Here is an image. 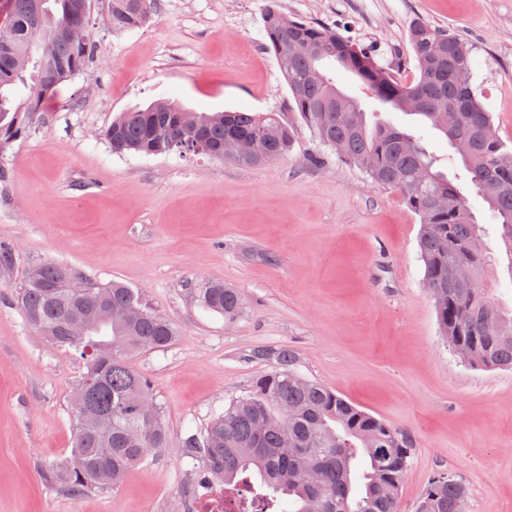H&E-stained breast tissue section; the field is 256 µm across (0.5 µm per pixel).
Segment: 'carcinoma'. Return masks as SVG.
<instances>
[{
    "mask_svg": "<svg viewBox=\"0 0 512 512\" xmlns=\"http://www.w3.org/2000/svg\"><path fill=\"white\" fill-rule=\"evenodd\" d=\"M11 2V15L0 28V150L26 132L57 91L50 87L54 75L61 76V85L97 54L89 33V0H42L36 28L33 0ZM110 3L109 27L115 32L153 20L154 0ZM262 19L297 121L322 146L339 142V158L360 167L375 186L400 191L419 217L420 258L426 281L443 293L436 310L449 345L467 346L473 366L512 368V309H503L482 288L460 295L448 287V266L463 279L480 278L491 262L482 244L484 225L476 222L467 195L437 169V160L422 144L423 134L369 125L358 99L323 69L326 61L338 64L375 101L423 117L448 139L466 135L472 154L459 158L469 187L488 204L503 248L512 256V165L498 164L512 148L498 135L475 89L456 79L457 70H473V45L454 33L412 24L418 76L403 82L325 25L286 20L271 4ZM183 109L165 98L123 112L101 130V139L118 154L204 155L242 166L283 157L292 148L293 126L276 114L227 111L196 113L203 145L190 150L167 137L180 130ZM195 295L202 309L227 320L242 308L239 292L220 281L200 285ZM17 303L41 335L74 350L86 367L80 380L86 399L72 403L70 456L45 468L43 477L74 498L102 486L118 487L151 451L168 447L160 404L148 420L138 410L139 402L153 399V390L129 358L170 346L174 327L148 307L140 291L118 282L99 284L57 263L35 267L18 288ZM100 305H134L142 316L132 322L100 321L85 336L69 334L70 320L90 318ZM295 360L292 350H279L271 371L214 415L201 436L186 439L188 454L202 464L201 482L224 485L258 512H397L411 456L407 438L328 386L299 379ZM309 460L321 471L318 484L303 476ZM466 509L464 485L439 473L429 481L417 512Z\"/></svg>",
    "mask_w": 512,
    "mask_h": 512,
    "instance_id": "1",
    "label": "carcinoma"
}]
</instances>
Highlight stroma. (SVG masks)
Instances as JSON below:
<instances>
[{
	"label": "stroma",
	"mask_w": 512,
	"mask_h": 512,
	"mask_svg": "<svg viewBox=\"0 0 512 512\" xmlns=\"http://www.w3.org/2000/svg\"><path fill=\"white\" fill-rule=\"evenodd\" d=\"M98 55L45 101L28 132L0 154V512H189L199 470L184 440L247 391L288 348L316 380L405 435L412 455L398 512H416L428 479L468 488L469 512H512V370L461 362L441 335L419 258L418 217L395 191L296 125L291 152L259 167L206 156L116 154L98 138L119 113L161 97L197 112H274L290 94L264 45L266 0H156L155 20L126 33L102 22ZM292 17L370 47L404 80L416 77L408 30L419 21L475 46L472 85L512 142V0H277ZM372 122L418 130L383 112L352 75ZM495 259L483 286L512 307V260L487 206L471 198ZM54 262L141 290L179 334L131 357L161 403L168 447L151 452L117 489L72 498L41 466L65 460L71 397L85 367L26 320L15 291ZM237 288L234 319L202 312L195 288Z\"/></svg>",
	"instance_id": "35a3bbf8"
}]
</instances>
